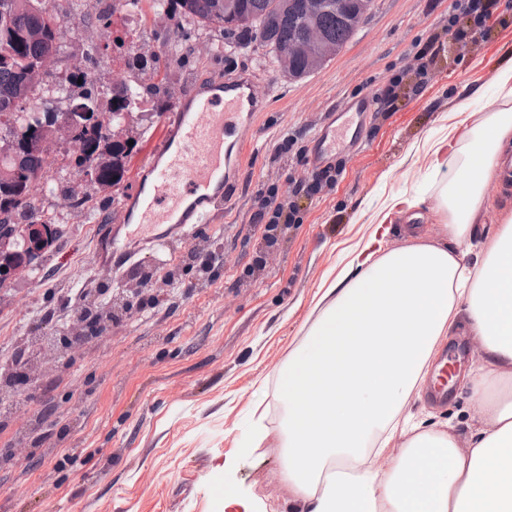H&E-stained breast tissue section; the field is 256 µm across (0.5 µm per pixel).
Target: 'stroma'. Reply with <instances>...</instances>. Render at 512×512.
<instances>
[{
	"mask_svg": "<svg viewBox=\"0 0 512 512\" xmlns=\"http://www.w3.org/2000/svg\"><path fill=\"white\" fill-rule=\"evenodd\" d=\"M490 17H460L457 41L442 32L452 0H375L356 36L317 72L283 75L265 48H225L223 56L171 61L158 53L163 28L151 27L138 52L166 64L171 92L217 74L243 71L266 88L253 115L255 136L233 152L224 207L189 237L139 249L134 263L174 273L163 302L134 313L78 352L58 354L56 369L19 391L26 422L0 419V512H240L225 493L264 512H292L282 478L285 411L277 377L317 312L322 289L344 265L343 250L369 234L390 193L422 197L420 239H440L437 191L427 141L444 136L468 107L480 121L498 107L499 72L512 63V0H482ZM377 96L361 146L337 151L331 181L310 156L327 112ZM140 153L118 188L98 197L93 224L73 219L38 269L0 288V365L47 311L77 291L74 266L92 284L127 287L112 263L113 221L136 185ZM298 205L294 224H257L268 196ZM221 238L215 272L181 271L195 244ZM425 424L451 425L467 439L481 421L463 385L443 407L413 396ZM266 438L253 444L252 427Z\"/></svg>",
	"mask_w": 512,
	"mask_h": 512,
	"instance_id": "obj_1",
	"label": "stroma"
}]
</instances>
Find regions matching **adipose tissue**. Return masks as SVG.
Returning a JSON list of instances; mask_svg holds the SVG:
<instances>
[{"mask_svg": "<svg viewBox=\"0 0 512 512\" xmlns=\"http://www.w3.org/2000/svg\"><path fill=\"white\" fill-rule=\"evenodd\" d=\"M497 86L498 108L428 148L434 168L454 173L441 189V241L384 249L389 224L420 202L390 194L279 375L282 477L299 512H512V214L482 262H465L484 187L512 167V65ZM461 317L480 340L482 365L465 385L485 414L464 448L407 411Z\"/></svg>", "mask_w": 512, "mask_h": 512, "instance_id": "adipose-tissue-1", "label": "adipose tissue"}]
</instances>
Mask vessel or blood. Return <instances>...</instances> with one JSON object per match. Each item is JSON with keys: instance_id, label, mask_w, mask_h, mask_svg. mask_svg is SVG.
<instances>
[{"instance_id": "1", "label": "vessel or blood", "mask_w": 512, "mask_h": 512, "mask_svg": "<svg viewBox=\"0 0 512 512\" xmlns=\"http://www.w3.org/2000/svg\"><path fill=\"white\" fill-rule=\"evenodd\" d=\"M262 104L260 88L251 77L228 75L191 87L177 111L162 122L150 153L140 163L135 192L115 223L134 222L142 232L159 224L179 229L210 223L224 206L230 149L253 133L250 115ZM373 106L366 95L344 106L347 120L329 115L315 140L314 163L327 161L339 143L358 146V128Z\"/></svg>"}]
</instances>
